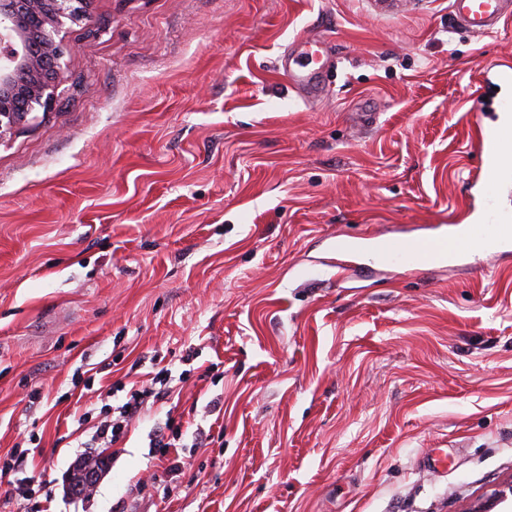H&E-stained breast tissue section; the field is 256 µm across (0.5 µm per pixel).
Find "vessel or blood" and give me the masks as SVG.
Segmentation results:
<instances>
[{
    "label": "vessel or blood",
    "instance_id": "1",
    "mask_svg": "<svg viewBox=\"0 0 512 512\" xmlns=\"http://www.w3.org/2000/svg\"><path fill=\"white\" fill-rule=\"evenodd\" d=\"M449 2L457 28L473 35L485 34L512 19V0ZM285 75L307 96H316L321 88L319 73L289 69ZM474 154L484 184L494 187L511 175L505 159L512 155V124L482 129ZM480 246L490 253H504L512 247V219L502 215L491 202L487 203L479 219L467 224L463 235H439L421 240L391 238L385 242L382 258L389 266L437 265L465 257Z\"/></svg>",
    "mask_w": 512,
    "mask_h": 512
}]
</instances>
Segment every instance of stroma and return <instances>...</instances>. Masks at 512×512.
Masks as SVG:
<instances>
[{"label":"stroma","instance_id":"obj_1","mask_svg":"<svg viewBox=\"0 0 512 512\" xmlns=\"http://www.w3.org/2000/svg\"><path fill=\"white\" fill-rule=\"evenodd\" d=\"M63 35L60 96L0 143V463L34 480L0 481V512H465L512 476V259L366 273L336 250L468 223L512 22L94 0ZM315 35L336 71L305 104L278 60ZM166 367L172 399L93 446Z\"/></svg>","mask_w":512,"mask_h":512}]
</instances>
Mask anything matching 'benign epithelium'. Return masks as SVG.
<instances>
[{
	"label": "benign epithelium",
	"mask_w": 512,
	"mask_h": 512,
	"mask_svg": "<svg viewBox=\"0 0 512 512\" xmlns=\"http://www.w3.org/2000/svg\"><path fill=\"white\" fill-rule=\"evenodd\" d=\"M92 0H22L29 15L41 21L38 49L26 47L27 33L18 15L0 0V143L12 137L39 109H48L58 96L63 59L70 53L61 33L69 21L82 15L75 4L87 6ZM512 494V479L504 489L494 491L486 501L465 512H491Z\"/></svg>",
	"instance_id": "benign-epithelium-1"
}]
</instances>
